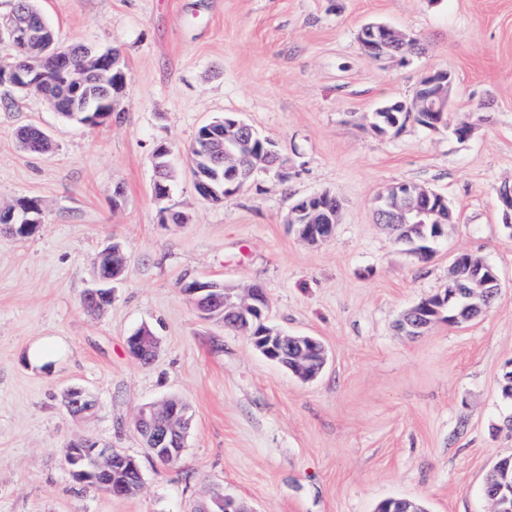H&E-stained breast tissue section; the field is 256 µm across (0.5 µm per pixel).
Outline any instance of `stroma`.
<instances>
[{
	"mask_svg": "<svg viewBox=\"0 0 512 512\" xmlns=\"http://www.w3.org/2000/svg\"><path fill=\"white\" fill-rule=\"evenodd\" d=\"M61 45L118 49L130 81L112 122L65 119L41 95L0 86V204L30 197L42 222L0 235V512H198L221 492L249 512H374L405 497L428 512H490L482 487L512 455V230L498 194L512 185V0H39ZM402 29L423 50L373 61L357 33ZM454 79L447 125L384 135L373 112L411 99L422 78ZM238 116L278 143L287 179L260 172L224 200L198 197L187 152L198 128ZM473 132L460 140L453 124ZM51 138L22 150L19 128ZM173 150L164 224L152 156ZM443 194L457 215L423 261L373 215L385 186ZM121 198H114L115 189ZM328 191L341 220L310 245L287 223L293 200ZM128 261L104 312L82 303L95 255ZM494 265L495 304L462 327L398 331L409 307L445 288L453 255ZM198 279L264 288L271 323L318 337L328 362L309 383L241 334L202 318L181 291ZM159 338L142 365L126 339ZM95 410L72 417L69 387ZM176 396L193 427L163 466L135 429L139 407ZM84 437L142 464L141 494L115 498L73 480L63 449Z\"/></svg>",
	"mask_w": 512,
	"mask_h": 512,
	"instance_id": "1",
	"label": "stroma"
}]
</instances>
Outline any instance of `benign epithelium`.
<instances>
[{"mask_svg": "<svg viewBox=\"0 0 512 512\" xmlns=\"http://www.w3.org/2000/svg\"><path fill=\"white\" fill-rule=\"evenodd\" d=\"M10 15L13 23L0 30V41H9L30 49L42 58L60 59L58 70L50 72L32 64L29 67L0 66V85H9L15 89L26 91L41 86L47 81L57 83L67 94L78 95L84 88L87 76H94L104 85V90L118 92L126 88L130 76L121 60L120 51L107 48L101 51L88 52L83 67L76 69L64 54L54 48V43L45 44L40 40V28L45 25L42 12L29 4L20 6L11 4ZM408 36L401 30L388 24L369 23L364 25L357 37L358 45L364 54L376 61L404 57ZM425 88L417 92L409 101H395L379 108L374 117L386 121L396 119L397 112L443 113L448 111L453 92V80L445 71L428 74L421 81ZM81 111L89 113V118L80 121L88 127H96L112 119L114 108L109 106H91L84 101ZM258 136V132L241 119H230L226 123L225 138L240 144L250 142ZM173 150L166 144L159 145L153 156L154 181L152 184L153 199L161 204L162 222L167 223L181 212L168 205L172 197V186L167 182L166 172L172 166ZM260 155L266 161L256 168L258 172L273 171L284 180L288 177V157L277 151L260 148ZM224 183L220 188L203 183L198 185L197 195L207 200L213 195H225L238 189L235 173L230 170L235 163V156L224 153ZM418 198L426 201V206H414L409 203L411 193L404 184L392 186L387 198V208L380 209L377 215L391 219L393 212L414 214L418 217L429 212L434 204L447 205L445 196L433 191L420 189ZM332 197L328 192L295 201L289 208V218L298 236L312 244L329 239L334 231L333 224H309L306 214L312 204ZM9 227L18 236L34 234L42 223V206L36 199L23 198L10 205L7 213ZM127 262L123 248L114 243L106 245L94 259L96 278L94 286L83 296V303L93 310H102L106 302L112 300V288L122 276ZM499 283V275L492 264L478 259L467 252H458L451 264V276L448 280L450 289L428 299L424 304H416L405 313L404 331L411 336L422 334L436 321H444L453 325H462L476 319L483 307L469 305L457 313L453 303L461 296L472 299L478 297L476 288H486ZM217 284L209 281L194 280L181 286L182 293L193 303L203 318L213 317L216 312V298L213 295ZM267 300L254 288L233 296H224V311L230 317L245 322L243 328L248 332L253 347L269 362L286 365L288 353L295 355L294 375L303 382L316 379L328 362V354L324 344L316 337L309 335H292L272 325L266 317ZM136 360L143 365L154 361L157 345L152 338L139 333L134 344ZM64 406L75 416L82 417L93 411L95 399L83 387L75 386L67 389L63 395ZM143 439L153 448L155 456L162 461L180 455L186 448V440L192 424V416L188 406L182 401L169 398L160 403L142 405L135 417ZM76 450L67 459L69 472L77 481L92 480L100 474L117 466L133 470L138 474V481H143V472L137 459L128 455L120 448L101 447L93 442L82 439L74 442ZM496 475L493 480L484 484L483 495L491 502V512H512V469L499 462L495 463ZM201 512H249L235 499L222 494L211 499V505Z\"/></svg>", "mask_w": 512, "mask_h": 512, "instance_id": "obj_1", "label": "benign epithelium"}]
</instances>
